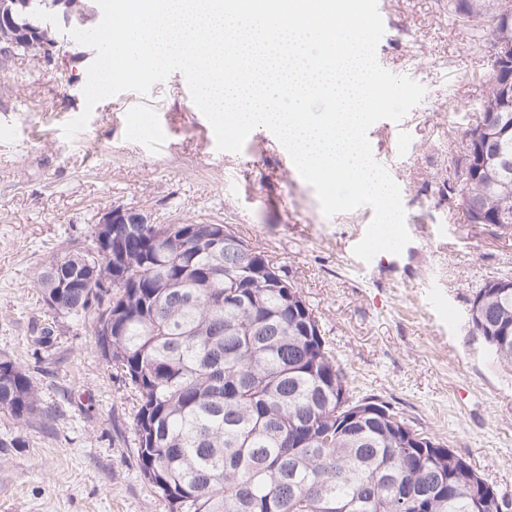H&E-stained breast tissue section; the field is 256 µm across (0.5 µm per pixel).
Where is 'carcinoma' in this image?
Instances as JSON below:
<instances>
[{"label": "carcinoma", "mask_w": 512, "mask_h": 512, "mask_svg": "<svg viewBox=\"0 0 512 512\" xmlns=\"http://www.w3.org/2000/svg\"><path fill=\"white\" fill-rule=\"evenodd\" d=\"M460 19L495 21L496 0H448ZM55 0H20L31 37L19 52L41 61L64 39ZM491 68L472 150L460 156L458 205L472 224L512 235L501 220L512 195V93ZM122 224L104 253L66 251L34 287L58 314L89 319L96 346L140 394L137 462L167 512H512L470 463L390 404L356 397L313 309L284 270L240 287L242 272L214 247L211 224ZM112 283L108 292L96 287ZM472 331L512 368V277L475 292ZM375 407L339 432L350 411ZM37 409L29 376L0 359V410Z\"/></svg>", "instance_id": "cac0c4a2"}]
</instances>
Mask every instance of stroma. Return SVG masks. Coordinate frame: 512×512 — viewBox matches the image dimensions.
<instances>
[{"label": "stroma", "instance_id": "obj_1", "mask_svg": "<svg viewBox=\"0 0 512 512\" xmlns=\"http://www.w3.org/2000/svg\"><path fill=\"white\" fill-rule=\"evenodd\" d=\"M381 67L425 89L400 122L371 125L377 162L401 189L410 242L363 261L353 250L373 210L325 217L279 140L255 129L238 153L216 148L185 77L148 94L100 101L84 130L93 48L46 65L0 58V358L33 381L38 409L19 422L0 412V512H167L138 465L140 394L112 371L82 321L49 311L33 286L64 246L85 242L114 206L154 224H224L287 271L357 391L399 408L414 428L466 458L512 499V370L473 334L471 299L512 276V238L468 223L448 196L465 132L487 94L490 36L448 0H378ZM153 113L162 145L137 132ZM51 328L43 336V328Z\"/></svg>", "mask_w": 512, "mask_h": 512}]
</instances>
